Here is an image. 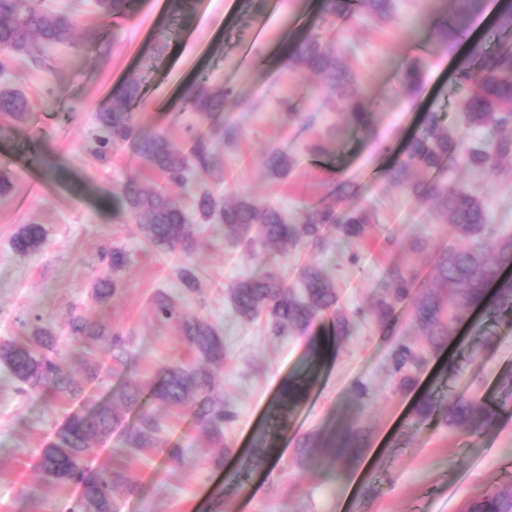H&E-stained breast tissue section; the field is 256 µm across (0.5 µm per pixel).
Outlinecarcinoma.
Returning a JSON list of instances; mask_svg holds the SVG:
<instances>
[{
	"mask_svg": "<svg viewBox=\"0 0 512 512\" xmlns=\"http://www.w3.org/2000/svg\"><path fill=\"white\" fill-rule=\"evenodd\" d=\"M482 0H455L453 10L434 11L429 15L431 43L435 47L456 48L469 36V23L480 10ZM136 0H96V8L104 20L128 17ZM326 11L338 19L366 14L382 22L392 17L393 0H325ZM80 0H71L52 10L44 0H0V73L16 58H25L34 65H44L52 51L63 45H76V15ZM512 29V0H502L496 15L494 30ZM291 65L319 74L336 95V110L349 126L366 131L373 124L364 96L356 88L355 78L345 52L316 36L296 42L289 56ZM418 61L409 63L399 79L400 88L410 92L421 82ZM455 85L468 90L459 103L466 124L485 134V138L459 153L454 129L437 111H429L423 129L410 138L402 152L385 171L391 183L408 189L418 198L430 201L436 217L451 225L464 245L445 248L436 263L439 287L424 286L413 291L415 281L408 267L392 262L385 273L384 286L364 308L347 314L336 308L338 291L323 270L305 264L296 286L270 265L255 277L240 280L230 296L236 315L247 322L263 320L271 336H282L290 330L309 332L327 314H332V339L315 336L310 343L314 361L327 354L329 341H338L352 334L357 322L366 318L381 325L394 317L396 306L415 295L411 307V323L423 336L422 341L406 337L393 349L391 368L394 375L407 380L412 369L422 368L432 352L443 349L448 337L470 310L478 308L487 315H512V279L502 276L512 265V236L497 232L483 201L468 190L451 185L435 174L447 164L461 158L473 172L496 171L512 166V46L490 44L483 37L469 42L468 60L454 74ZM139 95V86L126 84L112 96V104L98 115L99 134L94 153L106 158L114 150L130 145L136 153L160 173L165 185L144 189L137 179L123 183L119 194L112 198L115 207L137 225L142 236L159 251L186 254L194 246V230L189 212L209 222L213 219L224 226V237L233 243H243L249 251H275L282 246L293 249L338 248L365 240L373 228L372 212L351 201L357 187L345 180L336 183L333 193L350 206L338 210L336 205L321 202L311 210L293 216L270 203H258L246 197L232 202L194 181L198 170L212 163L211 135L218 132L230 143L237 131L222 124V114L230 91L208 82H195L183 93L184 108L195 113L200 126L190 139L189 148L179 150L164 135L148 131L133 112L132 105ZM29 110L25 95L14 88H0V114L22 119ZM267 171L285 178L292 166L288 157L278 151L265 158ZM175 186L173 194L168 187ZM43 244L40 225L26 224L17 233L13 245L20 252H31ZM179 291H159L153 299L155 314L163 321L176 323L183 341L199 359L193 365L175 363L161 368L152 381L144 384L128 376L100 400L79 413L67 417L54 440L43 450L41 470L54 483H79L82 497L68 506L66 512H119L126 496L139 490L125 471L103 468L95 473L87 470L94 454L93 444L112 432L118 421V408L140 407L148 398L155 403L152 410L140 415L138 424L127 433L126 447L140 452L163 446L160 438L162 417L159 411L195 402V421L199 429L211 438L224 435V424L234 418V412L224 401L213 397L219 374L209 369L224 360V338L210 322L190 312L182 303L186 294L200 291L193 268L184 264L178 271ZM119 282L99 278L93 287L96 301L109 300ZM67 345L70 354L81 349L84 355L98 347L113 361L123 365L128 350L127 339L115 330L82 317L73 316L68 322ZM60 339L35 329L33 335L0 343V364L19 384V391L31 398L64 399L77 396L83 385L76 375L62 365ZM316 380L314 373L298 381H288L280 400L273 408L275 428L288 422V414L302 403ZM502 408L478 403L463 393L448 401L425 397L416 409L420 421L426 423L439 413L462 431L476 435L496 424ZM330 449L332 460L341 464L359 458V431L349 428L332 434L323 445L316 438L302 440V460L311 457L313 449ZM467 512H512V493L505 496L487 494L473 501Z\"/></svg>",
	"mask_w": 512,
	"mask_h": 512,
	"instance_id": "1",
	"label": "carcinoma"
}]
</instances>
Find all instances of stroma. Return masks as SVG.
Wrapping results in <instances>:
<instances>
[{
	"mask_svg": "<svg viewBox=\"0 0 512 512\" xmlns=\"http://www.w3.org/2000/svg\"><path fill=\"white\" fill-rule=\"evenodd\" d=\"M189 0L174 10L169 0H140L135 14L116 35L97 43L55 49L46 68L15 61L12 87L28 98L22 120L0 116V172L8 171L12 192L0 197V341L44 327L68 333V319L79 314L129 338L131 372L150 381L163 366L195 363L177 324L159 320L153 297L174 290L179 267L191 263L200 291L186 306L219 328L225 358L218 368L216 395L235 413L224 426V466L216 468L214 447L194 421L187 403L164 413L162 437L183 448V461L166 463L162 449L124 451L123 429L97 443L96 463L121 467L140 486L122 501L121 512H461L471 499L512 491V317L469 313L450 336L445 351L401 382L390 371V352L413 335L409 304L394 320L361 323L323 360L318 381L279 434L280 454L262 470L254 468V443L268 428V417L282 382L308 363L309 337L267 335L261 322L246 323L233 311L228 290L261 273L267 257L231 244L217 224H199L189 255L150 247L135 224L112 206V196L129 178L145 187L158 177L131 147L98 160L88 149L96 116L126 82L139 86L135 105L148 128L187 148L199 118L184 111L181 89L199 77L231 92L223 120L236 127L233 144L214 141V162L196 180L224 198L245 196L279 206L288 214L328 199L337 180L359 187L358 200L374 212V228L349 255L336 250L285 249L278 258L289 283L305 264L320 266L338 288V306H366L383 286L387 266L408 265L418 282L436 283L439 251L459 245L454 229L437 223L430 205L388 182L390 147L401 146L422 126V114H444L463 144L480 138L457 108L466 89L450 80L463 48L432 52L430 32L421 20L451 0H394L392 22L367 15L341 24L324 11L323 0ZM314 33L350 48L348 57L360 89L368 97L374 123L365 132L345 128L326 83L294 69L288 56L296 41ZM251 48L254 62L242 65L240 51ZM423 59V83L411 93L397 89L405 66ZM301 113L282 118L284 102ZM326 152L313 154V144ZM288 155V178L271 177L265 167L270 150ZM448 182L475 192L494 224L512 235V171L476 174L462 162L450 164ZM26 224L41 225L40 249L21 253L13 239ZM424 236L425 249L411 250ZM401 241L393 253L386 239ZM129 259L118 272L120 287L109 302H96L91 287L110 269L102 260L112 248ZM364 392H357L356 384ZM466 388L483 402L507 408L496 425L467 436L444 417L420 423L415 407L421 394L446 398ZM79 401H35L17 390L0 367V512H60L81 493L42 473L39 460ZM353 427L365 441L356 463L338 466L318 453L311 466L299 462L303 437Z\"/></svg>",
	"mask_w": 512,
	"mask_h": 512,
	"instance_id": "obj_1",
	"label": "stroma"
}]
</instances>
